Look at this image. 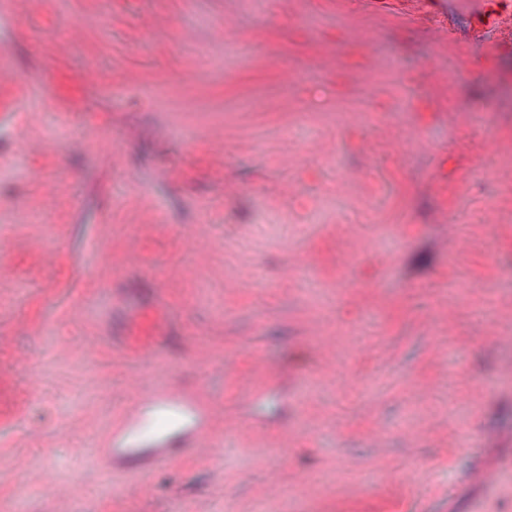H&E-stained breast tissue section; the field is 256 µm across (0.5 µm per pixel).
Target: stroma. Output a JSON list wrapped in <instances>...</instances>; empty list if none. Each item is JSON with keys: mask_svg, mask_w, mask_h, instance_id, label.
<instances>
[{"mask_svg": "<svg viewBox=\"0 0 512 512\" xmlns=\"http://www.w3.org/2000/svg\"><path fill=\"white\" fill-rule=\"evenodd\" d=\"M426 2L0 14V512H512V43ZM133 370L220 462L98 467ZM29 484L37 487L43 496L45 494L53 499H61L69 495L67 485L57 480L48 468L33 473L29 478Z\"/></svg>", "mask_w": 512, "mask_h": 512, "instance_id": "35a3bbf8", "label": "stroma"}]
</instances>
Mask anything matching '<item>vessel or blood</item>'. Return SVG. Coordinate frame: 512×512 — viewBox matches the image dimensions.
<instances>
[{
  "label": "vessel or blood",
  "mask_w": 512,
  "mask_h": 512,
  "mask_svg": "<svg viewBox=\"0 0 512 512\" xmlns=\"http://www.w3.org/2000/svg\"><path fill=\"white\" fill-rule=\"evenodd\" d=\"M466 7L477 27H497L499 34L512 28L496 26L486 0H466ZM222 408L211 401L205 388H184L150 383L138 374L124 383V396L118 414L101 433L98 459L115 474L146 476L172 462L177 448L201 460L219 456L223 446ZM30 485L50 498L67 496L68 487L50 469L33 473Z\"/></svg>",
  "instance_id": "b4317fda"
}]
</instances>
